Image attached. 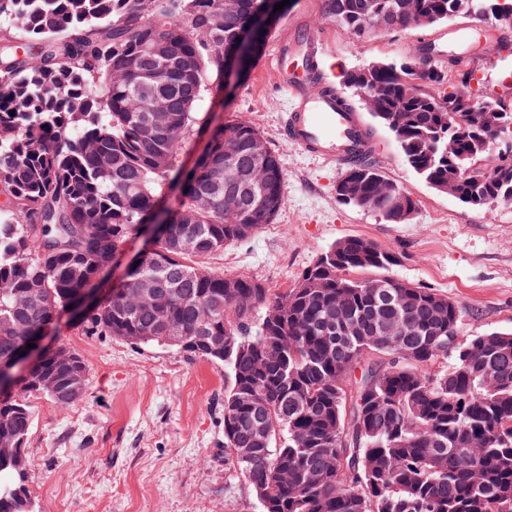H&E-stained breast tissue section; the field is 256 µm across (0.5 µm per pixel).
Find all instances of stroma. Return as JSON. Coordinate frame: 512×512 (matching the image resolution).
<instances>
[{
    "instance_id": "35a3bbf8",
    "label": "stroma",
    "mask_w": 512,
    "mask_h": 512,
    "mask_svg": "<svg viewBox=\"0 0 512 512\" xmlns=\"http://www.w3.org/2000/svg\"><path fill=\"white\" fill-rule=\"evenodd\" d=\"M305 18L322 34L319 67L331 83L349 68L394 60L432 44L460 47L472 34L455 18L424 28L354 38L324 18L323 0H291L228 94L203 106L216 120H243L266 139L283 172L284 204L273 222L204 264L228 275L261 280L272 292L299 276L337 241L359 235L400 256L390 277L448 295L463 309L460 333L512 329V204L476 211L432 188L400 156L393 135L374 127V158L403 186L417 208L403 224L341 205L334 186L344 171L286 142L280 134L286 95L278 85L275 43ZM487 93L512 97L511 67L490 53L469 62ZM57 345L89 367L82 400L69 408L43 396L28 399L33 425L26 444L35 512H260L247 486L224 470V366L189 359L176 348L134 344L84 333L78 319L62 322Z\"/></svg>"
}]
</instances>
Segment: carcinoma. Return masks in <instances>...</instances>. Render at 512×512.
<instances>
[{
  "label": "carcinoma",
  "mask_w": 512,
  "mask_h": 512,
  "mask_svg": "<svg viewBox=\"0 0 512 512\" xmlns=\"http://www.w3.org/2000/svg\"><path fill=\"white\" fill-rule=\"evenodd\" d=\"M281 0H0V361L35 343L57 310L155 222V250L129 275L162 310L109 296L83 331L162 344L169 328L188 358L224 363V465L261 512H512V331L462 336L463 309L448 296L389 276L397 254L361 236L322 253L299 285L280 293L226 276L202 260L251 237L281 209L283 175L251 124L213 123L200 109L224 88L238 37L259 44ZM323 0V15L361 38L453 18L512 32V0ZM156 36L172 55L149 52ZM156 72L147 86L126 77ZM473 72L418 49L342 73L340 90L376 91L373 121L390 130L407 165L468 208L512 202V151L491 148L493 124L512 123V99L470 89ZM100 86L103 94L93 92ZM165 112H146L147 98ZM208 151L187 170L192 138ZM237 136L233 206L224 182V133ZM182 183L176 207L159 199ZM357 186L390 224L416 204L373 161L336 182ZM196 237L190 252L178 248ZM385 282L386 290L373 287ZM55 376L60 407L89 370L47 354L31 372ZM0 401V436L26 448L32 413ZM28 467L0 460V512H34Z\"/></svg>",
  "instance_id": "1"
}]
</instances>
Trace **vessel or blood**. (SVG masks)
I'll return each instance as SVG.
<instances>
[{
	"mask_svg": "<svg viewBox=\"0 0 512 512\" xmlns=\"http://www.w3.org/2000/svg\"><path fill=\"white\" fill-rule=\"evenodd\" d=\"M279 85L288 98L282 133L286 140L313 156L346 168L374 152L359 113L347 110L335 85L313 90V77L323 42L308 26L297 37L276 41Z\"/></svg>",
	"mask_w": 512,
	"mask_h": 512,
	"instance_id": "vessel-or-blood-1",
	"label": "vessel or blood"
}]
</instances>
